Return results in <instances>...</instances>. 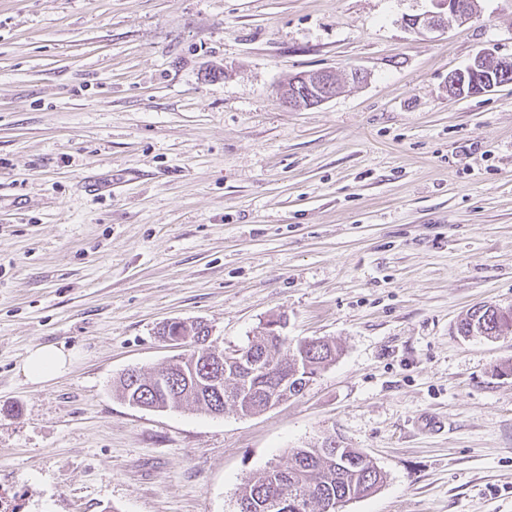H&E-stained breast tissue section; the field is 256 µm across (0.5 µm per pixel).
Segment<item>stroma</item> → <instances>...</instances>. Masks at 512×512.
I'll return each instance as SVG.
<instances>
[{
	"label": "stroma",
	"instance_id": "stroma-1",
	"mask_svg": "<svg viewBox=\"0 0 512 512\" xmlns=\"http://www.w3.org/2000/svg\"><path fill=\"white\" fill-rule=\"evenodd\" d=\"M433 0H0V512H236L244 483L326 439L385 474L343 512H512V0L417 34ZM366 79L351 82V68ZM336 94L290 109L303 72ZM111 193H91L95 179ZM336 343L297 397L155 411L127 370L218 348ZM74 348L42 384L30 348ZM444 429H427V418ZM510 68H512V60L500 58L487 52H479L463 71H458V74L464 75L462 81H458L454 74L449 77L448 89L452 94L453 92L458 93L460 88L462 97L491 91L500 85L512 83V69ZM495 69L501 70L495 74L498 85H495L494 80L490 77L491 71ZM487 76H489V80ZM461 336L498 337L512 333V311H503L492 305L474 308L457 327Z\"/></svg>",
	"mask_w": 512,
	"mask_h": 512
}]
</instances>
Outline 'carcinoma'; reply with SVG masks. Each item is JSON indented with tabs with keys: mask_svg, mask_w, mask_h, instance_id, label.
<instances>
[{
	"mask_svg": "<svg viewBox=\"0 0 512 512\" xmlns=\"http://www.w3.org/2000/svg\"><path fill=\"white\" fill-rule=\"evenodd\" d=\"M457 330L462 336L490 338L512 333V311L486 304L478 306L461 320ZM247 347L258 355L265 348L271 359L277 362L299 356L302 371L296 381L302 387L338 355L336 345L327 340L301 348L288 342L286 336L280 340L255 336ZM170 370L169 384L162 389L151 388L150 378L141 373L126 372L120 380L117 396L151 410L179 409L190 405L210 412L213 404L221 400L229 402L230 394L236 388L233 372L229 371L224 376L222 392L210 389L203 380L202 369L193 358L172 365ZM278 386L277 381H267L264 395L249 402L252 413L266 409ZM383 481L381 469L373 460L363 457L360 449L338 450L327 440L319 445L291 449L283 471L267 470L258 478L248 480L238 495L237 512H270L268 503L284 496L290 501L340 499L347 503L373 493Z\"/></svg>",
	"mask_w": 512,
	"mask_h": 512,
	"instance_id": "obj_1",
	"label": "carcinoma"
}]
</instances>
